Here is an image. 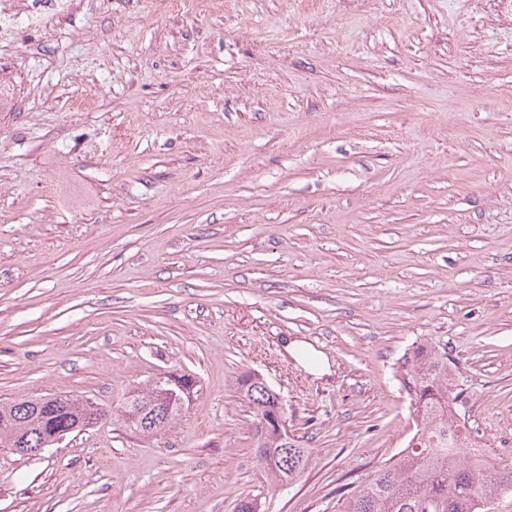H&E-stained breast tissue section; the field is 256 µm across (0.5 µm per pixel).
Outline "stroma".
Here are the masks:
<instances>
[{
  "mask_svg": "<svg viewBox=\"0 0 512 512\" xmlns=\"http://www.w3.org/2000/svg\"><path fill=\"white\" fill-rule=\"evenodd\" d=\"M422 344L511 472L512 0H83L0 50V402L107 412L0 448V512H336L415 432ZM249 370L294 482L258 461ZM165 372L194 401L130 431ZM237 388L253 408L260 465L274 482L293 481L304 471L308 455L305 448H299L286 433L284 437L278 431H281L285 423L282 404L279 405L276 424L272 420L271 416L277 413L278 397L275 391L251 371L239 377ZM285 452L288 454L283 455ZM167 388H174L178 394H181L184 403L178 404L175 403L173 406H167L164 408L165 413L159 420L155 423V427H149L143 430H140L138 427V423L143 419H146L148 415L153 413L155 408L149 407V404L152 402L153 397L155 396V392L157 388L154 385L149 386L146 389H143L136 394L132 395L127 401L124 402L123 405L120 406L121 416L123 418L124 423L127 427L139 431V433L143 435H151L159 430H162L168 424H170L173 420L177 419L181 416L182 410L186 403H188L189 399L186 395L179 392V390L172 386Z\"/></svg>",
  "mask_w": 512,
  "mask_h": 512,
  "instance_id": "35a3bbf8",
  "label": "stroma"
}]
</instances>
